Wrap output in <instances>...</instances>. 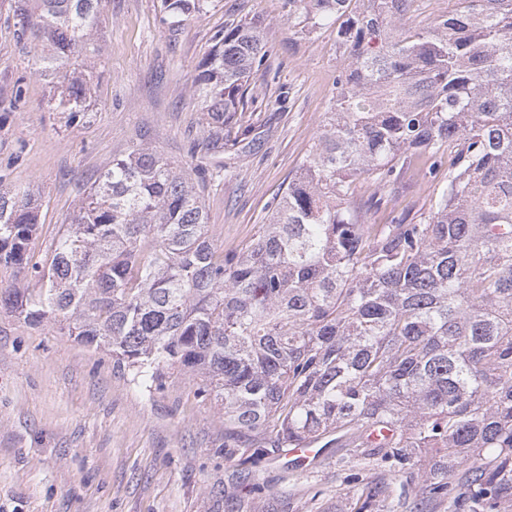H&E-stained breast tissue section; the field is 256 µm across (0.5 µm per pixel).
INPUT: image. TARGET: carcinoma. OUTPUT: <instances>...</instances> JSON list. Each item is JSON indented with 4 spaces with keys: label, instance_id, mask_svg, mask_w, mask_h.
<instances>
[{
    "label": "carcinoma",
    "instance_id": "obj_1",
    "mask_svg": "<svg viewBox=\"0 0 512 512\" xmlns=\"http://www.w3.org/2000/svg\"><path fill=\"white\" fill-rule=\"evenodd\" d=\"M301 30L336 27L348 50L332 111L269 222L224 256L189 170L140 147L112 159L29 266L34 195L0 192V308L58 324L112 353L141 385L168 370L224 410V451L279 456L336 435L402 480L413 509L512 512V0H451L424 28L410 0H288ZM204 0H163L179 24ZM47 42L38 69L86 112L72 60L102 23L99 0H16ZM268 55L261 23L231 25L198 64L209 135L224 134ZM456 154L419 224H362L356 182L385 184L409 155ZM42 281L28 286V277ZM393 431L379 443L370 430ZM430 467L415 472L417 451ZM387 484L364 482L353 512Z\"/></svg>",
    "mask_w": 512,
    "mask_h": 512
}]
</instances>
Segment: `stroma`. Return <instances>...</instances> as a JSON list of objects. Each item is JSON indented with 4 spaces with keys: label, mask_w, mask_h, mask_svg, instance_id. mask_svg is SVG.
Returning <instances> with one entry per match:
<instances>
[{
    "label": "stroma",
    "mask_w": 512,
    "mask_h": 512,
    "mask_svg": "<svg viewBox=\"0 0 512 512\" xmlns=\"http://www.w3.org/2000/svg\"><path fill=\"white\" fill-rule=\"evenodd\" d=\"M90 40L93 88L85 115L51 106L37 72L42 43L21 31L14 0H0V189L32 188L37 229L28 252L49 264L75 202L113 158L142 145L212 172L201 193L209 233L225 255L249 244L320 134L347 62L335 29L302 31L288 0H205L172 27L162 0H102ZM259 18L268 48L223 146L206 140L196 68L214 35ZM250 129L249 144L234 134ZM453 158L415 155L395 182H360L365 224L423 221ZM251 467L254 512H349L352 473L382 475L374 460H341L335 447L306 471L284 457L249 465L224 453V413L190 374L168 371L145 389L110 352L56 326L0 310V512H224L233 471Z\"/></svg>",
    "instance_id": "stroma-1"
}]
</instances>
